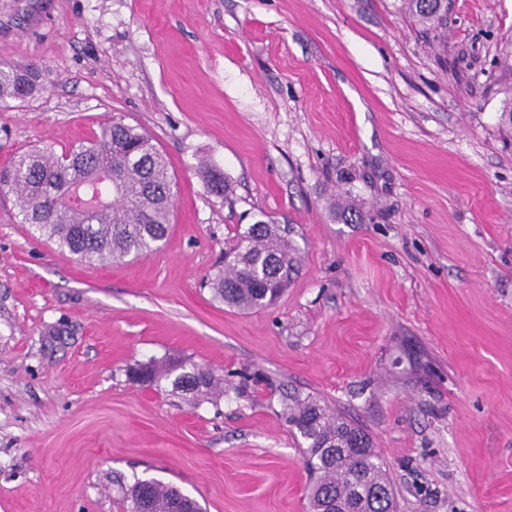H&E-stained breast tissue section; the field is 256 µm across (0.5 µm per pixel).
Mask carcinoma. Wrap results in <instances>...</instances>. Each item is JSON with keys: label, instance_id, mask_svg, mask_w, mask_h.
I'll list each match as a JSON object with an SVG mask.
<instances>
[{"label": "carcinoma", "instance_id": "cac0c4a2", "mask_svg": "<svg viewBox=\"0 0 512 512\" xmlns=\"http://www.w3.org/2000/svg\"><path fill=\"white\" fill-rule=\"evenodd\" d=\"M425 23L439 19L448 0H407ZM42 90L36 67L0 63V105L20 107ZM168 162L137 126L111 122L87 144L57 154L46 146L18 155L0 190L19 202L21 222L34 233L80 259L121 260L156 250L168 235L174 207ZM232 259L210 279L215 299L240 311L274 303L288 285L296 249L286 229L264 221L250 225L229 248ZM134 376L142 382L171 380L184 394L212 395L214 373L187 361H151ZM288 423L306 443L305 465L313 474L308 512L341 495L368 505L370 512H396L393 488L369 435L314 397L294 401ZM145 494L150 512H175L184 503L202 508L177 488L157 479H138L127 498L138 512Z\"/></svg>", "mask_w": 512, "mask_h": 512}]
</instances>
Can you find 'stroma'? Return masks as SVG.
<instances>
[{"label":"stroma","instance_id":"obj_1","mask_svg":"<svg viewBox=\"0 0 512 512\" xmlns=\"http://www.w3.org/2000/svg\"><path fill=\"white\" fill-rule=\"evenodd\" d=\"M0 62L44 85L0 107V170L117 121L176 182L160 249L112 263L0 193V512H129L149 478L206 512H307L295 394L371 436L398 512H512V0L431 25L406 0H0ZM259 221L299 259L242 312L207 279ZM169 357L223 395L130 379Z\"/></svg>","mask_w":512,"mask_h":512}]
</instances>
